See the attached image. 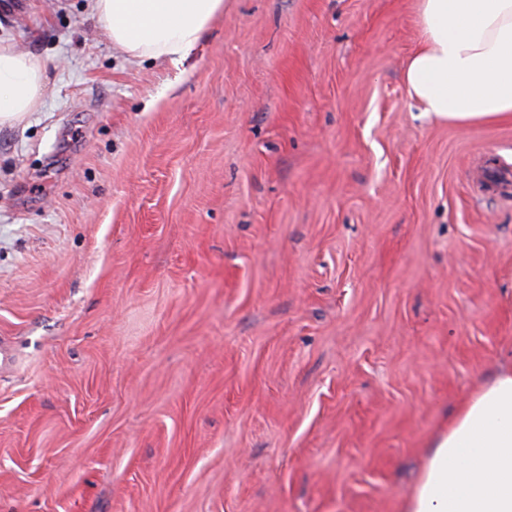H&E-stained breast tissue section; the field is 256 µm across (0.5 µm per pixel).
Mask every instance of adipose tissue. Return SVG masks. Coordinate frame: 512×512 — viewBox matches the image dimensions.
Here are the masks:
<instances>
[{"label": "adipose tissue", "instance_id": "adipose-tissue-1", "mask_svg": "<svg viewBox=\"0 0 512 512\" xmlns=\"http://www.w3.org/2000/svg\"><path fill=\"white\" fill-rule=\"evenodd\" d=\"M112 45L132 59L179 61L224 0H93ZM405 71L420 111L460 124L512 116V0H419ZM46 64L0 38V126L43 102ZM401 512H512V369L498 372L434 441Z\"/></svg>", "mask_w": 512, "mask_h": 512}]
</instances>
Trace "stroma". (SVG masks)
<instances>
[{
  "label": "stroma",
  "mask_w": 512,
  "mask_h": 512,
  "mask_svg": "<svg viewBox=\"0 0 512 512\" xmlns=\"http://www.w3.org/2000/svg\"><path fill=\"white\" fill-rule=\"evenodd\" d=\"M179 62L0 0V512H400L512 366V118L420 112L417 0H224ZM46 63L0 38V126L21 123L43 102Z\"/></svg>",
  "instance_id": "obj_1"
}]
</instances>
